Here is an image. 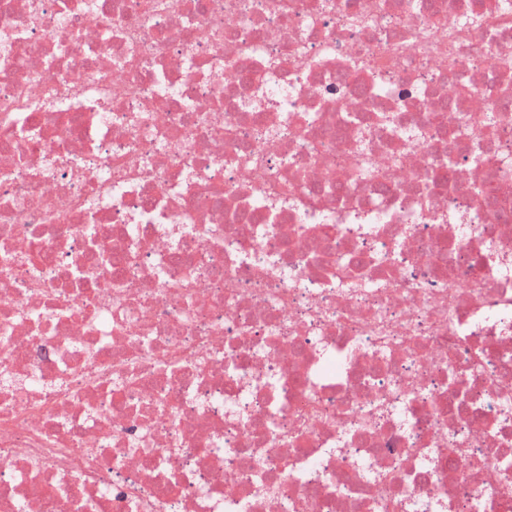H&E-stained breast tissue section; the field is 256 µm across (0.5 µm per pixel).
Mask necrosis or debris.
<instances>
[{
    "label": "necrosis or debris",
    "mask_w": 512,
    "mask_h": 512,
    "mask_svg": "<svg viewBox=\"0 0 512 512\" xmlns=\"http://www.w3.org/2000/svg\"><path fill=\"white\" fill-rule=\"evenodd\" d=\"M156 2L0 0V512H512V7Z\"/></svg>",
    "instance_id": "4bbe7bcc"
}]
</instances>
